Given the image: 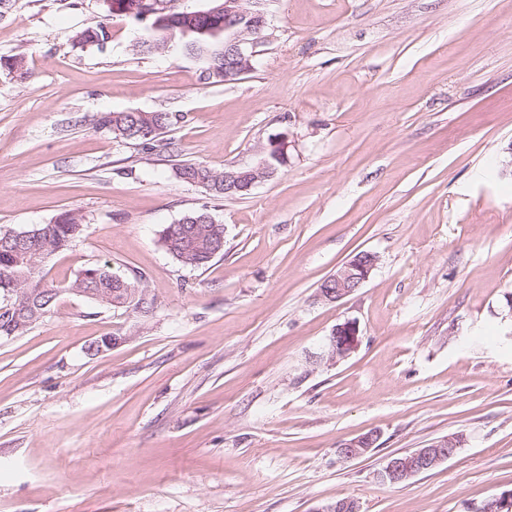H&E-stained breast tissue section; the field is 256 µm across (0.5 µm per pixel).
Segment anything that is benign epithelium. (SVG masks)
<instances>
[{"label":"benign epithelium","instance_id":"1","mask_svg":"<svg viewBox=\"0 0 512 512\" xmlns=\"http://www.w3.org/2000/svg\"><path fill=\"white\" fill-rule=\"evenodd\" d=\"M236 28L234 35L224 43V79L232 83L253 69L255 48L270 38L267 12L264 9H247L243 0H224V24ZM288 133L281 132L260 144L248 161L226 166L224 187L232 190L243 186L253 189L277 171L273 160L288 156ZM377 257L362 252L345 262L336 272L323 280L319 297L327 302H339L360 288L370 277ZM358 343V328L354 322H344L334 329L324 353L325 359L335 362L350 355ZM377 433H367L351 438L340 445L339 452L345 459L359 458L377 447ZM457 436L433 442L426 448H417L406 455H395L377 472V478L390 484L402 483L416 475L430 471L451 459L459 450ZM512 509V492L488 499L476 512H505ZM313 512H361L359 502L353 498L324 504Z\"/></svg>","mask_w":512,"mask_h":512}]
</instances>
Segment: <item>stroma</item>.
Segmentation results:
<instances>
[{
    "label": "stroma",
    "mask_w": 512,
    "mask_h": 512,
    "mask_svg": "<svg viewBox=\"0 0 512 512\" xmlns=\"http://www.w3.org/2000/svg\"><path fill=\"white\" fill-rule=\"evenodd\" d=\"M108 9L0 0V232L79 213L48 278L106 263L152 301L63 293L0 338V512H470L512 490V0H267L269 42L219 85L140 52L143 26ZM102 21L107 42L76 41ZM20 54L24 77L5 65ZM128 110L170 113L174 155L95 130ZM282 130L287 166L249 195L174 175ZM204 206L224 253L186 267L160 232ZM361 252L368 281L320 299ZM347 321L360 343L326 363ZM448 435L447 462L377 479ZM378 440L376 432L363 434L343 442L339 452L345 459L359 458L368 454L372 448H376Z\"/></svg>",
    "instance_id": "obj_1"
}]
</instances>
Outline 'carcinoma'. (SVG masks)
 Returning a JSON list of instances; mask_svg holds the SVG:
<instances>
[{
  "label": "carcinoma",
  "instance_id": "obj_1",
  "mask_svg": "<svg viewBox=\"0 0 512 512\" xmlns=\"http://www.w3.org/2000/svg\"><path fill=\"white\" fill-rule=\"evenodd\" d=\"M169 10L147 18L138 13L123 16L142 23L145 35L140 51L176 53L195 59L200 80L205 84L224 82V40L230 32L224 29V12L214 15H191L180 0H168ZM109 36L108 25L100 22L76 34L82 44H100ZM170 125L164 112H102L94 119V127L120 141H132L145 153L160 154L173 151L172 143L161 134ZM179 180L200 186L213 197H243L247 191L224 194V172L200 162L181 161L175 165ZM84 219L72 211L60 213L52 222L10 235L0 234V294L12 298L0 302V336H22L50 313L62 292L94 299L112 305V300L128 295V290L143 289L141 279L112 272L105 266H89L71 281L60 284L46 279L45 263L69 250L82 237ZM165 250L184 266L200 268L216 255L224 254V225L215 221L210 211L202 208L184 215L178 222L166 225L160 234ZM40 268L29 275L31 264Z\"/></svg>",
  "mask_w": 512,
  "mask_h": 512
}]
</instances>
